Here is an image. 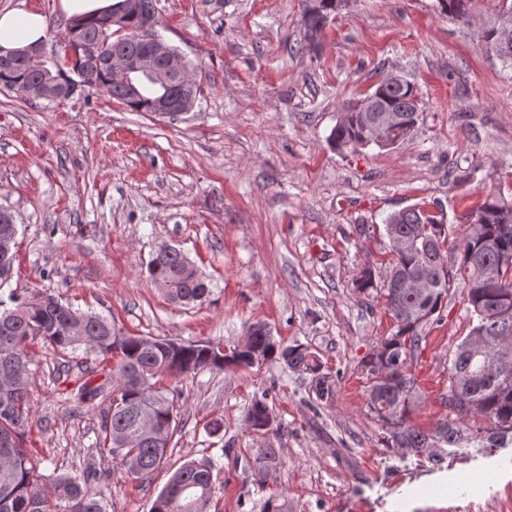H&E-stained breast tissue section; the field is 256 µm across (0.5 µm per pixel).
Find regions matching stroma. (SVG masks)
<instances>
[{
    "label": "stroma",
    "instance_id": "stroma-1",
    "mask_svg": "<svg viewBox=\"0 0 512 512\" xmlns=\"http://www.w3.org/2000/svg\"><path fill=\"white\" fill-rule=\"evenodd\" d=\"M302 0H157L158 32L202 73L191 112H131L103 91L26 102L0 91V207L18 224L10 286L93 309L131 336L241 342L267 325L281 345L315 352L336 383L316 402L308 374L266 361L165 378L179 430L165 464L135 477L99 449L105 405L76 399L75 379L103 383L95 355L35 342L34 404L24 446L46 480L82 477L105 512H150L185 461L214 464L211 512H512V446L493 456L401 462L365 406L363 359L394 330L383 299L355 286L384 278V221L414 205L443 212L452 235L482 191L512 201V80L439 0H350L317 50L302 49ZM414 82L423 116L407 143L341 152L328 137L343 105L382 76ZM371 224L376 232L358 235ZM180 249L207 278L199 305L171 303L148 277L162 247ZM471 329L460 289L428 325L411 370L424 400L412 424L445 419L448 357ZM266 398L276 429L246 425ZM221 420L220 433L211 423ZM279 462L259 469L263 449Z\"/></svg>",
    "mask_w": 512,
    "mask_h": 512
}]
</instances>
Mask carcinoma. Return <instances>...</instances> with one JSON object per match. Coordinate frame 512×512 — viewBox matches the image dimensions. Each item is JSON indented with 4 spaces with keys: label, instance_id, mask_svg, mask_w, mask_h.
I'll use <instances>...</instances> for the list:
<instances>
[{
    "label": "carcinoma",
    "instance_id": "1",
    "mask_svg": "<svg viewBox=\"0 0 512 512\" xmlns=\"http://www.w3.org/2000/svg\"><path fill=\"white\" fill-rule=\"evenodd\" d=\"M449 17L469 24L474 0H440ZM498 21L481 28L485 47L512 68V0H498ZM123 14L122 28L102 37V22ZM336 14V0H304L301 24L306 47L314 50ZM157 16L156 0H118L116 8L78 18L67 27L65 40L72 55L48 62L37 56L25 60L0 59V90L23 99L54 101L78 90L73 80L88 68L86 48L108 58H138L146 45L137 38L144 20ZM89 87L100 89L132 112L151 111L156 92L147 86L133 94L112 71L103 67L92 73ZM374 104L400 118L395 139L404 144L423 114L418 87L408 81L394 83L383 77L370 92ZM376 113L356 103L341 112L329 140L338 149H349L372 137ZM467 226L456 237L458 257L448 262L450 235L444 214L426 213L413 206L385 219V233L393 256L387 279L377 284L366 268L356 281L357 290L385 299L396 323V332L385 337L362 363L369 385L368 412L385 430L382 442L400 458L425 456L439 466L448 458L463 457L478 447L486 454L512 445V202L499 192H489L466 217ZM14 254H0V512H104L102 500L85 492L68 477L45 488L41 460L23 448L22 438L32 422L29 390V345L35 340L54 350L93 352L98 361L112 360L109 374L117 383L85 380L78 385V401H109L100 445L133 476H144L164 464L178 431L175 395L161 385V378L203 368L248 369L251 353L276 360L292 371L311 375L318 402H331L335 381L323 373L319 356L302 344L281 346L263 324L248 328L247 350L230 357L223 343H183L121 334L112 321L96 312L83 311L44 292L27 296L5 291L13 269ZM425 272V288H401L399 282ZM151 280L163 288L173 303H202L210 287L198 268L181 250L165 247L148 265ZM462 288L472 328L455 346L448 360V393L442 401L455 413L430 431L410 424L422 400L417 381L409 371L421 341V330L440 313L448 291ZM481 418L491 427H475ZM250 429L269 431L273 419L266 399H256L247 417ZM213 464L208 460L184 463L157 496L153 512H209Z\"/></svg>",
    "mask_w": 512,
    "mask_h": 512
}]
</instances>
